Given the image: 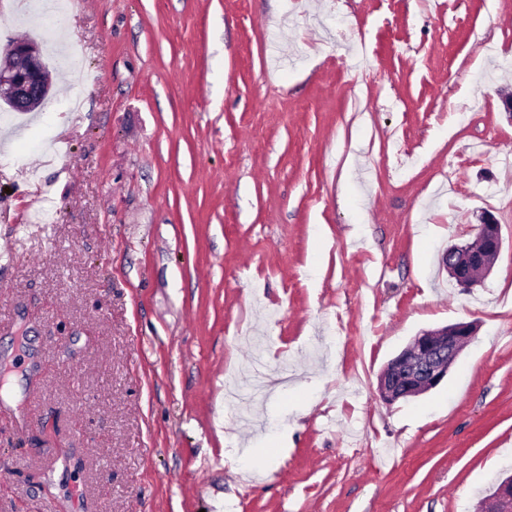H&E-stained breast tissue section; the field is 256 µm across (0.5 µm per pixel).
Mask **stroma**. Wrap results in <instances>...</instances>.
<instances>
[{
	"mask_svg": "<svg viewBox=\"0 0 512 512\" xmlns=\"http://www.w3.org/2000/svg\"><path fill=\"white\" fill-rule=\"evenodd\" d=\"M36 4L0 14L55 88L0 112V512H475L512 474V0ZM475 230V242L450 245L443 256L442 269L463 291L479 282L476 271L490 273L502 248L501 227L494 215L484 213ZM477 330L475 322L459 321L415 336L380 372L377 382L380 400L390 405L436 388Z\"/></svg>",
	"mask_w": 512,
	"mask_h": 512,
	"instance_id": "stroma-1",
	"label": "stroma"
}]
</instances>
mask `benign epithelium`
Here are the masks:
<instances>
[{
  "mask_svg": "<svg viewBox=\"0 0 512 512\" xmlns=\"http://www.w3.org/2000/svg\"><path fill=\"white\" fill-rule=\"evenodd\" d=\"M51 82L40 43L12 40L0 51V104L13 112H33L49 98ZM502 248L501 227L485 213L476 225V240L453 244L443 256L442 269L464 291L477 284L475 273L489 274ZM478 325L459 321L424 330L391 359L378 376L377 393L393 404L424 394L448 376L462 350L471 343ZM490 512H512V475L501 480L485 497Z\"/></svg>",
  "mask_w": 512,
  "mask_h": 512,
  "instance_id": "1",
  "label": "benign epithelium"
}]
</instances>
